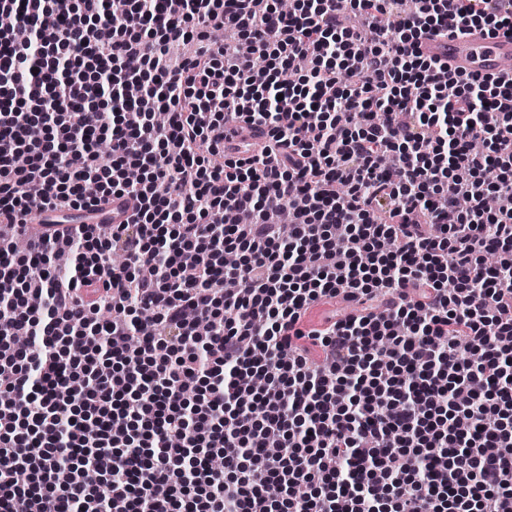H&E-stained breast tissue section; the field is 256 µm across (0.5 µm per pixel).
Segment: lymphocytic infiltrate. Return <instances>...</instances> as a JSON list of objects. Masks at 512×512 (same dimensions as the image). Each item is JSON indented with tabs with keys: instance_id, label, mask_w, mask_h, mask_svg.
<instances>
[{
	"instance_id": "f902f5d3",
	"label": "lymphocytic infiltrate",
	"mask_w": 512,
	"mask_h": 512,
	"mask_svg": "<svg viewBox=\"0 0 512 512\" xmlns=\"http://www.w3.org/2000/svg\"><path fill=\"white\" fill-rule=\"evenodd\" d=\"M410 2L0 0V512H512V0ZM424 55L448 62L449 73L500 74L512 60V36L490 37L480 30L432 35L422 41Z\"/></svg>"
}]
</instances>
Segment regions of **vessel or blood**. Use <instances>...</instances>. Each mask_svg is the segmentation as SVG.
Instances as JSON below:
<instances>
[{"instance_id": "vessel-or-blood-1", "label": "vessel or blood", "mask_w": 512, "mask_h": 512, "mask_svg": "<svg viewBox=\"0 0 512 512\" xmlns=\"http://www.w3.org/2000/svg\"><path fill=\"white\" fill-rule=\"evenodd\" d=\"M424 55L447 61L452 73L499 74L512 61V36H488L479 30L433 35L423 40Z\"/></svg>"}]
</instances>
